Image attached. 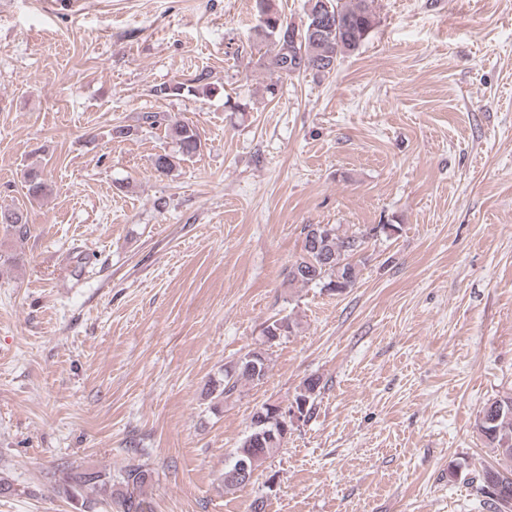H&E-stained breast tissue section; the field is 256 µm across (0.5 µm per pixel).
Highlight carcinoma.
Instances as JSON below:
<instances>
[{
    "instance_id": "1",
    "label": "carcinoma",
    "mask_w": 512,
    "mask_h": 512,
    "mask_svg": "<svg viewBox=\"0 0 512 512\" xmlns=\"http://www.w3.org/2000/svg\"><path fill=\"white\" fill-rule=\"evenodd\" d=\"M321 2L326 5L325 24L323 30L311 34L306 26L289 27L276 0H255L257 16L265 17V23L256 26L258 35L271 44V49L259 57L260 65L280 77L306 72L329 74L334 70V63L359 49L377 24L374 0H307V6L313 10ZM200 92H214L206 72L199 73L192 85L165 82L153 88V95L158 100ZM167 130L177 150L173 154L154 156L153 170L160 175L171 174L184 158L195 155L202 147L199 132L188 123L169 117ZM24 189L25 197L31 201L44 197L48 185L41 172L32 168L26 173ZM0 224L20 236L27 233V217L19 207L0 210ZM396 228L395 224H379L375 228L349 224L304 225L301 252L287 269L288 283L335 292L355 287L360 273L355 256L363 251L372 232L378 230L385 234ZM295 326L296 322L289 316L268 324L263 335L271 340L249 349L252 359L238 358L224 366L222 378L214 386L218 396L228 401L240 394L243 385L261 383L269 371L268 348L273 345L272 339L292 333ZM319 393V380L310 378L302 382L295 399L306 402L310 411ZM272 428L271 424L250 427L239 446L230 453L224 473H229L242 451L248 453L246 460L253 473L274 456L283 442L277 437L263 436L264 430ZM478 430L495 454L497 465L481 469L476 492L488 512H512V395L496 399L484 408ZM152 481L153 470L136 458L130 459L115 473L71 465L62 472L58 493L70 500L75 512H93L92 500L85 496L89 489L113 500L116 512H148L142 493Z\"/></svg>"
}]
</instances>
